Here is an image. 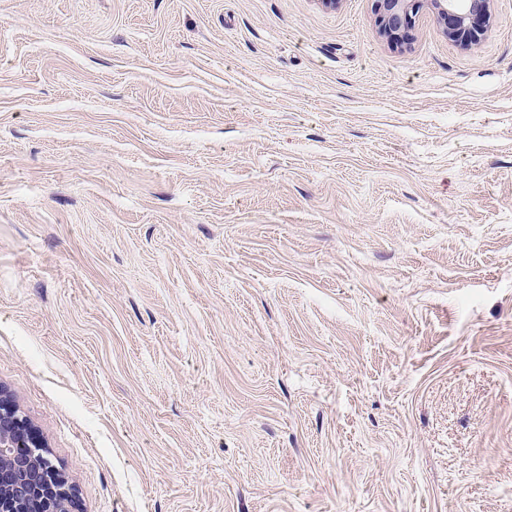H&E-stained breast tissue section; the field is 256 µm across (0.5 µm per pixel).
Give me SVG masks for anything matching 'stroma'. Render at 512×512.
<instances>
[{
	"label": "stroma",
	"mask_w": 512,
	"mask_h": 512,
	"mask_svg": "<svg viewBox=\"0 0 512 512\" xmlns=\"http://www.w3.org/2000/svg\"><path fill=\"white\" fill-rule=\"evenodd\" d=\"M0 387L73 512H512V0H0ZM376 22L381 33L401 38L413 28L420 0H376ZM448 29V36L468 48L478 43L479 33L491 18V0H432Z\"/></svg>",
	"instance_id": "35a3bbf8"
}]
</instances>
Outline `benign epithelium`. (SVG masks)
Here are the masks:
<instances>
[{
    "instance_id": "obj_1",
    "label": "benign epithelium",
    "mask_w": 512,
    "mask_h": 512,
    "mask_svg": "<svg viewBox=\"0 0 512 512\" xmlns=\"http://www.w3.org/2000/svg\"><path fill=\"white\" fill-rule=\"evenodd\" d=\"M448 36L473 48L491 18V0H432ZM420 0H376L381 33L401 38L413 28ZM29 421L0 389V512H71L74 492Z\"/></svg>"
}]
</instances>
